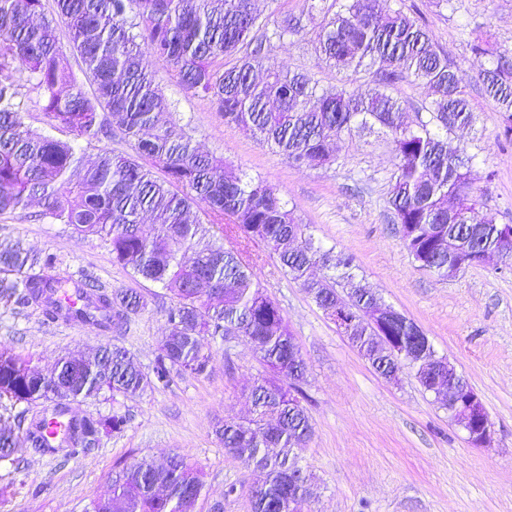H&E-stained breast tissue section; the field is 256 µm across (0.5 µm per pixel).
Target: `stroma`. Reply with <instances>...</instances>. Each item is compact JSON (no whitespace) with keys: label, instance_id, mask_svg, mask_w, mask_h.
Returning a JSON list of instances; mask_svg holds the SVG:
<instances>
[{"label":"stroma","instance_id":"35a3bbf8","mask_svg":"<svg viewBox=\"0 0 512 512\" xmlns=\"http://www.w3.org/2000/svg\"><path fill=\"white\" fill-rule=\"evenodd\" d=\"M406 2L420 10L468 79L476 123L456 137L474 157L484 209L498 223L512 224V144L501 137L500 114L478 80L485 61L467 46L482 37L512 50V0H457L451 10L431 0ZM255 4L261 17H298L306 26L308 39L269 47L280 69L307 73L323 86L358 84L357 74L337 70L316 54L311 36L323 15L308 13L306 0ZM143 64L155 73L174 123L196 146L276 187L316 238L352 257L354 273L383 303L414 320L436 352L465 376L491 421L490 444H471L413 373L382 378L300 284L281 272L275 254L250 245L246 257L254 261L265 294L282 309L306 364L302 403L313 434L298 463L314 475L315 487L301 512H512V264L493 258L448 280L418 267L385 203L394 170L385 134L342 137L331 144L339 155L336 165L296 167L225 123L165 63L147 55ZM15 239L56 254L61 276L135 289L146 307L128 333L110 340L80 325L44 324L38 311L0 303V349L47 371L64 354H87L110 340L151 368L167 332L170 300L161 284L113 262L101 238L33 220L27 210L0 218V243ZM204 345L211 354L204 375L184 377L139 399L106 393L72 403L78 417L115 411L129 417L92 452L67 457L21 443L0 461V512H84L91 501L110 494L115 470L140 459L163 464L177 453L201 471L195 512H252L251 492L263 476L225 453L212 427L250 417L248 388L267 368L246 337L208 338Z\"/></svg>","mask_w":512,"mask_h":512}]
</instances>
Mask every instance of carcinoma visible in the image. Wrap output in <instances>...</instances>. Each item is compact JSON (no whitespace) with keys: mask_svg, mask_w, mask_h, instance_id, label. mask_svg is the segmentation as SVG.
Returning a JSON list of instances; mask_svg holds the SVG:
<instances>
[{"mask_svg":"<svg viewBox=\"0 0 512 512\" xmlns=\"http://www.w3.org/2000/svg\"><path fill=\"white\" fill-rule=\"evenodd\" d=\"M55 3L91 92L74 78L55 19L33 23L43 14L42 0H0V216L37 198V220L104 239L113 261L169 292L167 334L148 371L109 342L89 356H63L46 372L1 349L0 398L32 404L110 392L136 399L186 374H204L210 353L203 337L245 336L269 374L251 386L253 417L219 423L214 434L225 451L266 474L253 492L252 512H294L312 484L296 460V450L311 436V419L292 393L306 366L280 307L214 227L227 219L228 232L269 246L284 274L323 311L341 303L347 324L340 333L380 375L414 370L443 407L448 376L434 372L438 354L427 338L406 359L381 347L384 336L409 341L417 325L403 313L381 325L373 322L376 295L356 279L352 258L332 259L333 249L315 240L272 185L201 152L171 121V105L155 75L142 67V57L165 61L188 90L216 106L224 122L251 131L295 166L329 167L337 156L326 148L328 141L382 129L395 157L387 193L393 223L418 267L445 280L452 246L512 261L495 217L479 214L473 157L451 139L455 129L474 123L465 75L405 5L387 8L382 0L310 4L324 13L315 52L339 70L364 74L353 89L322 88L307 74L265 64L267 44L302 40L307 32L298 19L260 20L253 0ZM468 46L488 60L479 81L502 114L503 136L511 139L512 56L488 42ZM226 57L235 58L233 66L218 63ZM17 62L24 66L19 77ZM413 82L428 85L433 98L414 105L394 95L398 86ZM24 84L35 96L21 92ZM33 108L49 127L75 131L89 142L109 136L115 124L134 153L101 148L88 165L71 144L25 124ZM56 264L53 253L33 252L19 242L1 246L0 301L38 309L46 324L77 323L104 335L127 332L145 307L135 291L64 279ZM316 265L341 272L317 279L311 274ZM65 286L82 304L59 299ZM340 287L348 291L342 294ZM50 415L64 416L66 410L55 407L34 419L22 438L45 453L52 448L45 435ZM125 423L119 413L67 419L66 455L100 447L105 434ZM22 439L0 426V461ZM202 489L199 470L181 455L164 466L142 460L112 474V493L92 501L86 512H194Z\"/></svg>","mask_w":512,"mask_h":512,"instance_id":"obj_1","label":"carcinoma"}]
</instances>
